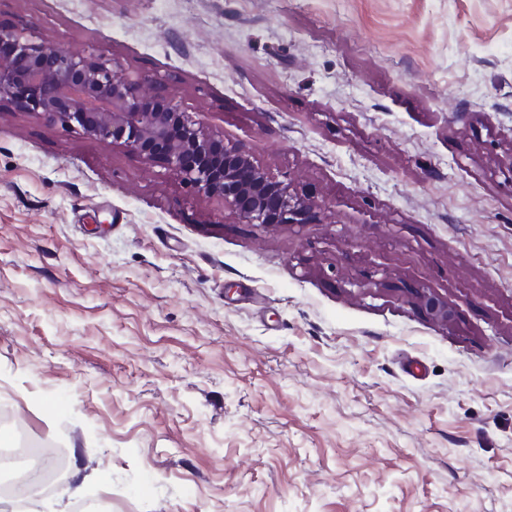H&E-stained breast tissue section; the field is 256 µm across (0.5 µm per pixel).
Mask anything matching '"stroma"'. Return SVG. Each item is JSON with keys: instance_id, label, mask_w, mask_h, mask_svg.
<instances>
[{"instance_id": "35a3bbf8", "label": "stroma", "mask_w": 512, "mask_h": 512, "mask_svg": "<svg viewBox=\"0 0 512 512\" xmlns=\"http://www.w3.org/2000/svg\"><path fill=\"white\" fill-rule=\"evenodd\" d=\"M0 25L151 76L325 206L244 224L0 111V415L64 452L31 512H512V0H0ZM418 302L432 319L442 322L448 321V304L438 296L422 292L418 297Z\"/></svg>"}]
</instances>
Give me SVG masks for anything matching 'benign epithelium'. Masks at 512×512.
I'll return each mask as SVG.
<instances>
[{
  "label": "benign epithelium",
  "mask_w": 512,
  "mask_h": 512,
  "mask_svg": "<svg viewBox=\"0 0 512 512\" xmlns=\"http://www.w3.org/2000/svg\"><path fill=\"white\" fill-rule=\"evenodd\" d=\"M3 41L13 53L0 55V109L33 112L50 128L122 145L146 161L160 159L191 192L221 202L247 224L321 222V204L290 181L268 176L246 146L189 120L176 95L155 92L152 78L45 46L26 27L0 26ZM418 302L431 318L448 321V304L438 296L423 292Z\"/></svg>",
  "instance_id": "obj_1"
}]
</instances>
